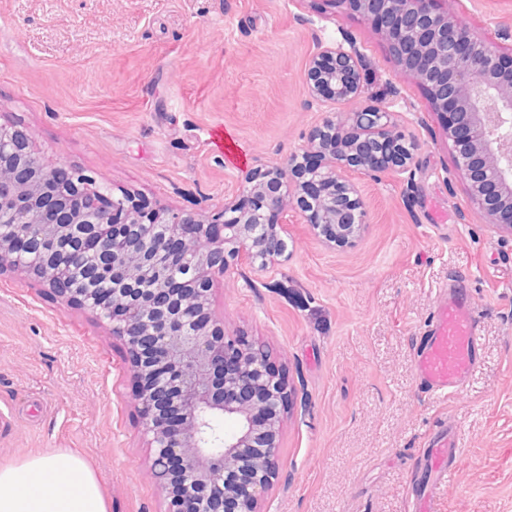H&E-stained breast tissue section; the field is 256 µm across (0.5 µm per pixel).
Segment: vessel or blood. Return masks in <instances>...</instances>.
<instances>
[{"mask_svg": "<svg viewBox=\"0 0 512 512\" xmlns=\"http://www.w3.org/2000/svg\"><path fill=\"white\" fill-rule=\"evenodd\" d=\"M482 349L473 299L460 278L449 279L424 327L415 350L414 367L423 392L452 396L468 381ZM461 459L456 432L444 425L423 449L418 464L424 476L412 494L409 512H435V482L455 470Z\"/></svg>", "mask_w": 512, "mask_h": 512, "instance_id": "b4317fda", "label": "vessel or blood"}]
</instances>
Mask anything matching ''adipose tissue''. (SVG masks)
Segmentation results:
<instances>
[{"instance_id":"adipose-tissue-1","label":"adipose tissue","mask_w":512,"mask_h":512,"mask_svg":"<svg viewBox=\"0 0 512 512\" xmlns=\"http://www.w3.org/2000/svg\"><path fill=\"white\" fill-rule=\"evenodd\" d=\"M0 512H109L94 471L58 452L0 464Z\"/></svg>"}]
</instances>
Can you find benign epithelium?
I'll return each instance as SVG.
<instances>
[{
  "label": "benign epithelium",
  "mask_w": 512,
  "mask_h": 512,
  "mask_svg": "<svg viewBox=\"0 0 512 512\" xmlns=\"http://www.w3.org/2000/svg\"><path fill=\"white\" fill-rule=\"evenodd\" d=\"M339 2L385 37L400 74L426 87L472 202L512 235V55L462 25L448 0ZM317 46L310 97L336 105L358 98L356 45ZM391 125L385 107L327 118L309 151L285 167L250 170L242 195L209 217L150 209L112 197L71 166L47 168L24 129L0 123V275L33 279L124 342L130 371L147 383L136 400L166 512H263L288 386L261 346L224 333L212 287L241 261L267 266L285 254L288 200L278 186L297 187L293 208L325 244L357 237L364 203L346 171L407 172L413 146ZM42 239L99 255L87 280L112 287H78L67 259L35 246ZM227 358L236 360L231 373ZM168 405L180 416L175 426L157 417ZM222 420L235 421V432L221 433Z\"/></svg>",
  "instance_id": "1"
}]
</instances>
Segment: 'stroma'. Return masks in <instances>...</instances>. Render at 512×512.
Listing matches in <instances>:
<instances>
[{"instance_id":"stroma-1","label":"stroma","mask_w":512,"mask_h":512,"mask_svg":"<svg viewBox=\"0 0 512 512\" xmlns=\"http://www.w3.org/2000/svg\"><path fill=\"white\" fill-rule=\"evenodd\" d=\"M448 9L512 49V0ZM344 35L365 84L340 110L389 108L415 145L412 175L360 176L366 228L352 242L328 249L293 224L285 259L214 284L225 331L264 345L292 389L264 512H407L416 458L443 421L462 456L436 512H512V236L477 215L424 86L397 76L370 24L333 0H0V122L113 197L215 213L246 170L310 147L329 109L309 101L308 64ZM217 127L238 163L210 144ZM453 275L484 344L469 383L440 398L421 391L414 353ZM59 450L91 465L110 512H164L122 341L7 273L0 463Z\"/></svg>"}]
</instances>
